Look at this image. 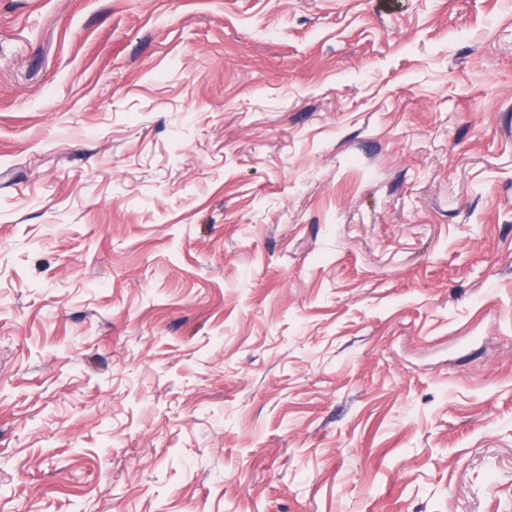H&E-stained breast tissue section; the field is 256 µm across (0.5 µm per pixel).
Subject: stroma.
Masks as SVG:
<instances>
[{
  "label": "stroma",
  "instance_id": "obj_1",
  "mask_svg": "<svg viewBox=\"0 0 512 512\" xmlns=\"http://www.w3.org/2000/svg\"><path fill=\"white\" fill-rule=\"evenodd\" d=\"M0 512H512V0H0Z\"/></svg>",
  "mask_w": 512,
  "mask_h": 512
}]
</instances>
